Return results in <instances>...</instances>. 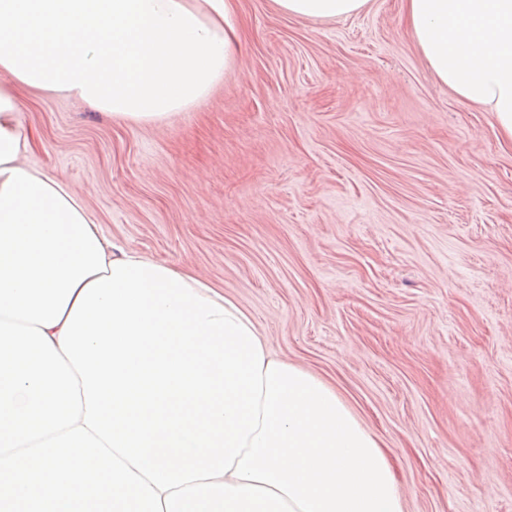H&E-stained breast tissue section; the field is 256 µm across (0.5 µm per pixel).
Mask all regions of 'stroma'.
<instances>
[{"label":"stroma","mask_w":512,"mask_h":512,"mask_svg":"<svg viewBox=\"0 0 512 512\" xmlns=\"http://www.w3.org/2000/svg\"><path fill=\"white\" fill-rule=\"evenodd\" d=\"M237 10L235 67L168 121L22 92L23 162L335 389L404 512H512V143L436 79L404 0ZM370 0H273L276 9L288 16L307 19H336L367 9Z\"/></svg>","instance_id":"stroma-1"}]
</instances>
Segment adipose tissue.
I'll return each instance as SVG.
<instances>
[{
  "label": "adipose tissue",
  "mask_w": 512,
  "mask_h": 512,
  "mask_svg": "<svg viewBox=\"0 0 512 512\" xmlns=\"http://www.w3.org/2000/svg\"><path fill=\"white\" fill-rule=\"evenodd\" d=\"M273 2L325 20L369 0ZM405 19L436 78L494 113L512 142V0H405ZM241 51L235 0H0V186L29 147L17 89L163 122L208 96ZM161 503L164 512H300L274 486L228 474L163 492Z\"/></svg>",
  "instance_id": "adipose-tissue-1"
}]
</instances>
